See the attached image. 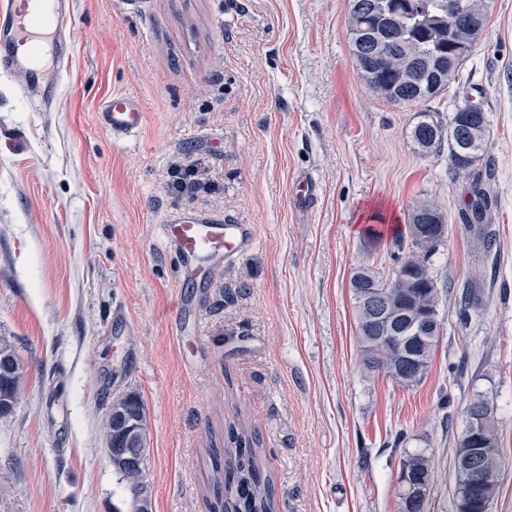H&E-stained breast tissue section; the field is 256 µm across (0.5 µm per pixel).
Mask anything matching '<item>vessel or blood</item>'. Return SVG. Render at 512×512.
<instances>
[{"label":"vessel or blood","mask_w":512,"mask_h":512,"mask_svg":"<svg viewBox=\"0 0 512 512\" xmlns=\"http://www.w3.org/2000/svg\"><path fill=\"white\" fill-rule=\"evenodd\" d=\"M69 17L67 0H0V67L20 74L29 92L48 95L68 60ZM98 122L120 142L139 133L145 114L133 96L116 93L102 106ZM161 235L179 259L183 282H206L213 269L234 261L254 242L251 225L192 209L173 212Z\"/></svg>","instance_id":"vessel-or-blood-1"}]
</instances>
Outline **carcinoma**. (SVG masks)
Returning <instances> with one entry per match:
<instances>
[{
    "instance_id": "obj_1",
    "label": "carcinoma",
    "mask_w": 512,
    "mask_h": 512,
    "mask_svg": "<svg viewBox=\"0 0 512 512\" xmlns=\"http://www.w3.org/2000/svg\"><path fill=\"white\" fill-rule=\"evenodd\" d=\"M449 0H417L400 7L394 16V40L378 48L362 49L357 30L372 13L383 10L385 0H350L348 34L353 57L365 51L361 76L368 88L378 97L394 105L401 96H414L426 103L436 99L459 76L460 69L481 36L487 15L481 0H464V15L450 18ZM487 96L483 88L471 86L456 104L448 124L436 113L425 109L411 137L419 150L431 154L448 147L450 167L458 177H464L471 188L468 210L463 213L464 228L474 235L483 257L498 255L497 233L485 223L495 198L491 194L494 172L491 167L478 168L488 133L486 117ZM438 212L432 203L415 206L408 217L412 250L397 258L398 266L391 278L380 277L369 267L359 268L361 285L352 289L357 323L360 361L370 374H382L406 385L422 382L430 367L440 332L418 331L401 341L406 329L419 316L439 320L440 291L431 267V257L437 248L420 251L422 242L414 236V227L424 223L427 216ZM378 291V306L388 315L399 319L401 331L391 334L385 323L377 319L375 310L361 302V293ZM483 283L474 278L465 283L458 295L457 313L462 324L478 315L483 304ZM112 415L103 425L105 444L114 448L125 445L127 434L121 418L124 414L145 416L144 404L135 392L118 394L112 399ZM482 419L483 450L478 477L482 494L495 497L501 468L497 430L493 407L482 398L472 401L467 409ZM230 447L224 449V467H216L214 485L224 487V512H273L274 492L270 479L257 465L256 434L243 426L228 429ZM408 475L421 480L433 478L432 461L425 452L407 455L401 462ZM126 483L133 501L142 500L146 469L135 463L120 462L115 467Z\"/></svg>"
}]
</instances>
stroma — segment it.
Here are the masks:
<instances>
[{
  "label": "stroma",
  "mask_w": 512,
  "mask_h": 512,
  "mask_svg": "<svg viewBox=\"0 0 512 512\" xmlns=\"http://www.w3.org/2000/svg\"><path fill=\"white\" fill-rule=\"evenodd\" d=\"M485 4L461 84L487 92L500 257L465 327L452 290L481 263L461 230L465 183L413 142L417 109L361 78L348 0H72L50 106L0 70V337L25 371L0 417V512H133L101 431L131 390L149 512H220L209 450L232 423L258 434L274 512H398L401 461L419 450L433 460L425 512H454L478 397L504 460L490 512H512V0ZM461 84L431 102L441 120ZM116 92L145 112L121 143L96 118ZM186 160L203 187L178 197L168 171ZM303 175L318 186L306 206ZM422 201L448 227L432 258L442 330L428 376L402 387L361 365L350 278L392 275ZM179 209L252 225L254 244L203 287L182 284L158 235Z\"/></svg>",
  "instance_id": "stroma-1"
}]
</instances>
